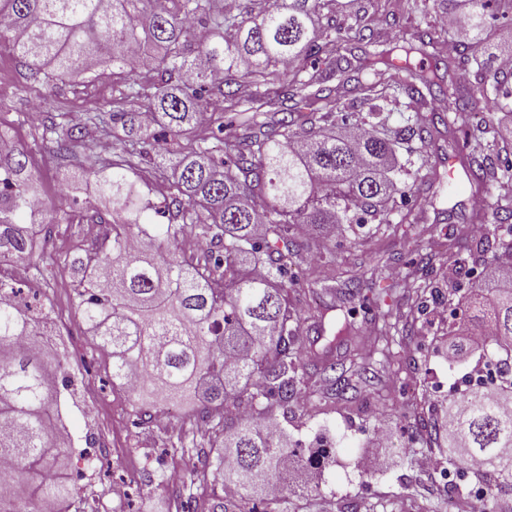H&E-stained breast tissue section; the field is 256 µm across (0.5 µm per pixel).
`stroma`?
<instances>
[{
  "instance_id": "stroma-1",
  "label": "stroma",
  "mask_w": 512,
  "mask_h": 512,
  "mask_svg": "<svg viewBox=\"0 0 512 512\" xmlns=\"http://www.w3.org/2000/svg\"><path fill=\"white\" fill-rule=\"evenodd\" d=\"M21 68L7 43H0V123L10 136L30 153L32 167L40 174V195L46 203L59 199L62 177L70 168L40 147L42 125L31 117L33 95L20 91ZM112 98V71L99 67L97 78L87 91H74L70 84H59L44 111L85 113L98 103ZM481 211L482 228L493 233L490 206L482 193L464 187L449 193L440 180L427 190L424 200L403 212L395 234L383 238L353 241L343 234L333 235L330 246L336 255L335 266L312 262L307 278L315 274L352 276L364 279L370 287L401 283L418 252L447 233L450 226L465 225L473 211ZM102 224L74 223L67 233H55L48 239L46 251L60 261L48 269L28 267L26 285L36 291L41 304L50 310L56 324L54 349L66 353L70 371L78 387L68 400L64 422L82 445L93 436L95 445L87 449L71 474L75 502L79 512H113L108 493L123 487L124 512H210L212 503L222 494L220 483L202 478L199 469H191L180 485H169L166 473L184 460H197L203 451L215 445L213 432L197 427L189 408H177L173 418L146 423L133 421L127 411L135 399L125 388L112 382V358L100 349L84 330L73 303V287L80 276L74 258L84 256L105 235ZM468 239L453 247L452 262L436 269L430 282L441 290L459 288L461 295H473L488 268L469 250ZM392 266L389 281H381L378 271ZM471 312L467 305L455 313H439L428 307L419 317L416 365L408 370L388 367L381 370L374 384L353 392L352 402L338 405L326 402L312 389H304L288 411L274 409L271 422L278 425L289 446H312L322 439L336 451L335 463L324 473L326 484L320 495L303 497L283 493L280 512H346L354 503L358 512H449L458 494L467 492L477 478H457L448 466L447 448H424L413 439L415 421L409 413L414 395L426 394L427 417L443 421L451 399L460 397V379L476 370L481 354L473 348L456 360L448 358V332L472 334ZM389 429L387 444L376 447L370 442L375 427ZM387 459L386 468L367 473L361 460L369 454ZM428 467H421V458Z\"/></svg>"
}]
</instances>
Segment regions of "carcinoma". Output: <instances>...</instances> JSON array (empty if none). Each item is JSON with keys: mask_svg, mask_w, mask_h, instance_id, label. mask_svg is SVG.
I'll return each instance as SVG.
<instances>
[{"mask_svg": "<svg viewBox=\"0 0 512 512\" xmlns=\"http://www.w3.org/2000/svg\"><path fill=\"white\" fill-rule=\"evenodd\" d=\"M406 9L426 23L381 40L374 18L394 21ZM450 11L463 17L467 36L443 58ZM508 13L512 0H238L232 12L213 0H0L7 20L0 42H10L25 69L23 91L46 98L59 82L87 86L101 61L112 66L111 109L93 107L79 126L60 112L41 136L61 160L75 158L91 132L115 138L110 154L85 160V172L120 221L81 261L74 302L88 332L111 349L112 379L139 385V421L164 403L193 398L201 402L194 417L222 413L224 422L213 425L220 447L202 455V474L248 497L276 485L285 490L294 470L330 468L331 449L306 456L288 447L281 433L258 424L263 413L288 407L310 374L316 390L329 386L342 400L350 383L370 382L376 362L412 366L416 314L430 298L453 303L419 275L448 260V245L434 241L400 285L397 307L383 308L372 294L377 355L361 352L341 367L320 360L309 373L301 366L297 270L332 257L324 241L311 254L307 235L329 224L350 231L369 224V235L397 230L386 215L408 202L398 183L407 171L393 164L392 142L430 141L438 123L464 132L471 185L499 186L496 221L512 234V163L505 161L512 140L471 106L491 95L494 106L512 112V69L478 58ZM350 32L370 46L361 57H348ZM419 56L468 72L470 82L441 84L438 69L417 70ZM353 69L366 79L350 88ZM435 87L437 113L428 111ZM399 105L415 118L393 130L384 113ZM364 111L349 136L331 133ZM157 126L186 143L147 148ZM144 163L168 182L158 205L141 183ZM38 180L26 149L0 150V263L44 259L37 239L73 223L55 206L40 211L49 223L28 221ZM148 210L167 223H141ZM188 227L209 243L189 257L178 248ZM472 248L498 260L512 242L487 235ZM485 287L492 303L474 321L484 336L482 362L498 377L496 395L467 390L448 402L441 424L426 419L421 399L413 415L423 444L445 436L478 477L509 495L512 455L502 449L512 448V409L505 407L512 403V288L496 280ZM364 288L350 279L339 300L359 298ZM2 291L12 299L0 300V512H19L22 489L38 512H58L72 499L63 469L74 440L55 414L73 377L44 340L48 312L19 300L14 284L1 281Z\"/></svg>", "mask_w": 512, "mask_h": 512, "instance_id": "carcinoma-1", "label": "carcinoma"}]
</instances>
